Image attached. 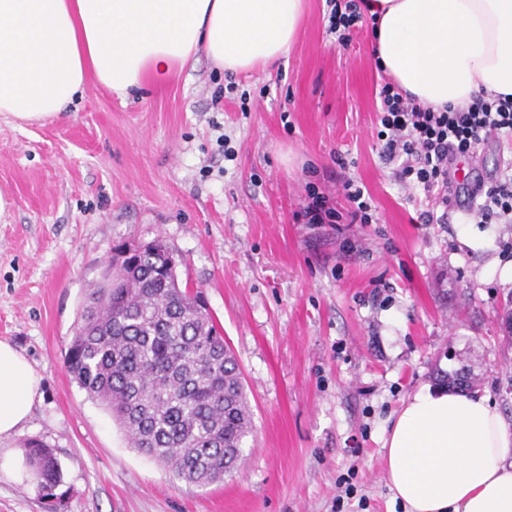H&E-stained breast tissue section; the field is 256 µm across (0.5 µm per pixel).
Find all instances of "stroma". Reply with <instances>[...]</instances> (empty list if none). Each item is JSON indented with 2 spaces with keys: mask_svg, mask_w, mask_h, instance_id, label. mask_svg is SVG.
Listing matches in <instances>:
<instances>
[{
  "mask_svg": "<svg viewBox=\"0 0 512 512\" xmlns=\"http://www.w3.org/2000/svg\"><path fill=\"white\" fill-rule=\"evenodd\" d=\"M326 0H307L287 58L229 73L206 55L126 100L88 81L67 112L0 115V340L41 376L40 400L0 448L44 442L62 497L0 475V512H403L383 430L435 368H467L512 424V223H477L459 194L444 224L382 157L370 24L340 46ZM480 175L512 171L489 136ZM369 224H305L308 185ZM489 235L466 247L461 230ZM163 242L184 259L242 369L253 432L223 482L190 485L130 447L65 363L79 312L114 247Z\"/></svg>",
  "mask_w": 512,
  "mask_h": 512,
  "instance_id": "1",
  "label": "stroma"
}]
</instances>
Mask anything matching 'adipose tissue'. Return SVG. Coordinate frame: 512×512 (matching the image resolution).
Here are the masks:
<instances>
[{
    "label": "adipose tissue",
    "mask_w": 512,
    "mask_h": 512,
    "mask_svg": "<svg viewBox=\"0 0 512 512\" xmlns=\"http://www.w3.org/2000/svg\"><path fill=\"white\" fill-rule=\"evenodd\" d=\"M373 56L436 108L512 95V0H366ZM306 0H0V114L41 122L88 78L127 97L198 54L228 71L287 56ZM41 377L0 341V439L16 433ZM388 483L406 512H512V428L484 396L421 387L385 431Z\"/></svg>",
    "instance_id": "1"
}]
</instances>
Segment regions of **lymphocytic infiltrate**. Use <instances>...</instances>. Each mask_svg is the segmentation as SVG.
<instances>
[{"label": "lymphocytic infiltrate", "mask_w": 512, "mask_h": 512, "mask_svg": "<svg viewBox=\"0 0 512 512\" xmlns=\"http://www.w3.org/2000/svg\"><path fill=\"white\" fill-rule=\"evenodd\" d=\"M377 136L384 143L387 160L397 163L399 181L421 189L433 201V209L423 211L427 224L448 221L443 209L459 189L453 165L458 157L475 155L486 136L512 138V96L480 95L467 106L433 109L404 96L392 82L381 84ZM349 203L346 211L331 207L326 197L310 192L301 216L309 224H368L371 205L360 187L344 181ZM472 209L481 221L499 217L512 222V179L491 184L476 182L470 194Z\"/></svg>", "instance_id": "f902f5d3"}]
</instances>
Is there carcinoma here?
<instances>
[{
    "label": "carcinoma",
    "mask_w": 512,
    "mask_h": 512,
    "mask_svg": "<svg viewBox=\"0 0 512 512\" xmlns=\"http://www.w3.org/2000/svg\"><path fill=\"white\" fill-rule=\"evenodd\" d=\"M126 249L82 307L68 370L138 452L188 484L219 482L252 430L238 358L201 294L176 284L178 257L154 241ZM24 453L44 498H58L51 451L30 442Z\"/></svg>",
    "instance_id": "cac0c4a2"
}]
</instances>
